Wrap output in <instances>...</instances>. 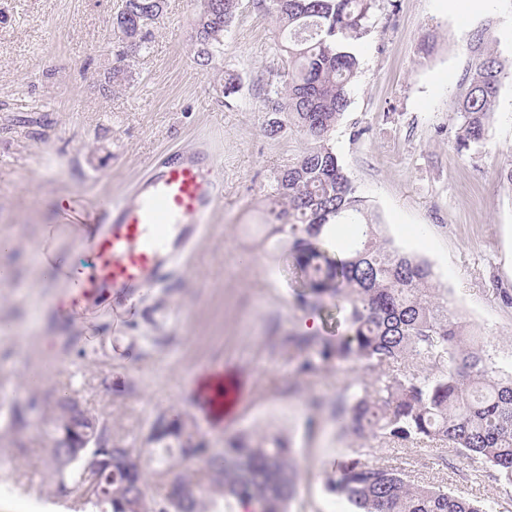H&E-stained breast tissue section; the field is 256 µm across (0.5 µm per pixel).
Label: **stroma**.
Returning <instances> with one entry per match:
<instances>
[{
  "mask_svg": "<svg viewBox=\"0 0 512 512\" xmlns=\"http://www.w3.org/2000/svg\"><path fill=\"white\" fill-rule=\"evenodd\" d=\"M198 0H166L151 50L129 58V85L105 77L122 48L112 25L119 0H0V383L11 405L37 401L23 425L0 423V472L11 495L0 512H92L61 488L48 464L55 400L73 396L107 426L115 444L146 447L158 415L179 412L209 447L245 430L273 428L290 439L298 470L288 512H351L329 492L330 459L358 457L401 467L412 479L512 512V486L485 478L482 459L448 448L390 447L344 430L326 407L362 368L331 364L298 373L282 341L310 318L291 267L267 240L274 178L302 140L265 132V93L287 79L285 38L275 14L242 0L222 54L194 61ZM505 66L485 146L455 149L453 106L472 33ZM359 70L331 143L382 236L427 259L448 313L482 333L512 362V0L463 11L458 0H377L369 33L356 44ZM240 77L223 94L224 74ZM210 144L224 168V206L213 214L193 266L173 287L143 294L128 319H54L63 291L44 287V247L89 254L59 218L65 201L126 198L148 160L171 148ZM232 367L249 386L223 431L206 429L188 384L211 367Z\"/></svg>",
  "mask_w": 512,
  "mask_h": 512,
  "instance_id": "obj_1",
  "label": "stroma"
}]
</instances>
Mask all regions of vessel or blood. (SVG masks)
<instances>
[{
  "label": "vessel or blood",
  "mask_w": 512,
  "mask_h": 512,
  "mask_svg": "<svg viewBox=\"0 0 512 512\" xmlns=\"http://www.w3.org/2000/svg\"><path fill=\"white\" fill-rule=\"evenodd\" d=\"M223 197V166L214 154L168 150L148 165L131 198L66 208L85 229L91 262L84 269L66 253L51 256L48 280L63 281L70 294L57 316L117 300L133 305L144 292L171 285Z\"/></svg>",
  "instance_id": "vessel-or-blood-1"
}]
</instances>
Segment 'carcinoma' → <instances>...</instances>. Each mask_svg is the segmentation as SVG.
Listing matches in <instances>:
<instances>
[{"label": "carcinoma", "mask_w": 512, "mask_h": 512, "mask_svg": "<svg viewBox=\"0 0 512 512\" xmlns=\"http://www.w3.org/2000/svg\"><path fill=\"white\" fill-rule=\"evenodd\" d=\"M376 0H256L288 29V82L267 93L266 131L295 128L304 146L275 177V202H288L271 234L288 252L303 288L301 303L317 312L333 302L342 318L336 335L290 334L284 341L298 371L316 374L331 362L358 361L360 380L329 402L332 417L359 435L388 443L451 448L479 457L492 477L512 485V368L503 369L492 344L448 316L425 259L402 253L381 237L377 218L344 172L331 133L350 104L359 60L355 42L370 28ZM165 0H124L113 17L134 54L151 49L152 28ZM238 0H200L194 17L196 64L223 53L224 33ZM486 33L470 38L471 58L454 106L456 150H479L504 78V64L484 48ZM126 57L107 83L131 78ZM57 436L50 463L61 487L82 480L75 439L85 436L102 459L100 512H224L247 498L257 512H288L296 492L290 440L278 430L224 439L208 448L185 420L156 418L147 448L112 444L106 426L69 395L57 399ZM199 460L201 477L173 478L166 491L148 494L146 468L158 458ZM330 490L354 512H492L454 492L410 479L404 470L351 457L337 464Z\"/></svg>", "instance_id": "carcinoma-1"}]
</instances>
